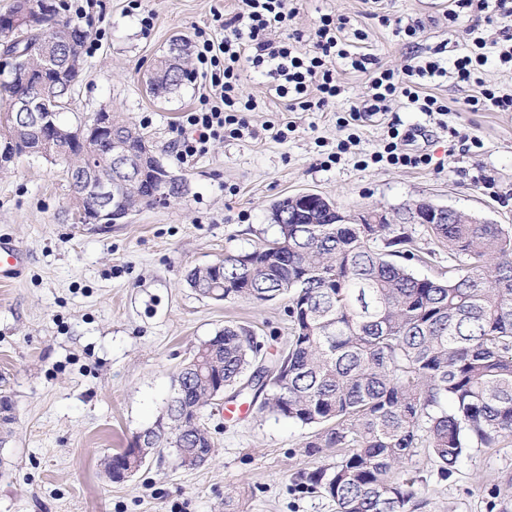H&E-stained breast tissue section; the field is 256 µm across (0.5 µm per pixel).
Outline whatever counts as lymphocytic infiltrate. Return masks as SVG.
<instances>
[{
    "mask_svg": "<svg viewBox=\"0 0 512 512\" xmlns=\"http://www.w3.org/2000/svg\"><path fill=\"white\" fill-rule=\"evenodd\" d=\"M449 20L460 14H480L495 8L507 24L501 30L499 60L512 64V0H452ZM297 11V0H237V6L220 24V35L199 29L195 32V52L198 62L210 72V81L219 96V104L202 101L200 107L186 113L175 141L181 160H188L205 151L210 140L226 135L235 137L249 130L247 112L253 111L252 100L242 98L239 86L247 68H263L272 77L271 96L287 100L292 112L321 110L335 102L343 89L336 80V63L348 61L355 71L366 74V93L362 100L350 106L346 117L340 118L343 128L349 129L348 144H356L355 130L362 123L386 115L391 101L403 97L418 111L443 114L446 107L435 96L421 89L423 77L443 75L437 60L417 61L402 71L379 66L369 53L352 52L342 43L345 28L342 20L324 15L312 28V51H304L297 43L272 39L273 31L282 28ZM475 50L459 57L455 74L459 82L476 84L477 93L467 99L469 111L512 112V95H500L494 89L477 82L476 72L485 62L479 49L483 42L474 38ZM410 131L399 123L387 124L383 159L390 165L414 169L427 168L432 159L425 154L412 153L408 144Z\"/></svg>",
    "mask_w": 512,
    "mask_h": 512,
    "instance_id": "obj_1",
    "label": "lymphocytic infiltrate"
}]
</instances>
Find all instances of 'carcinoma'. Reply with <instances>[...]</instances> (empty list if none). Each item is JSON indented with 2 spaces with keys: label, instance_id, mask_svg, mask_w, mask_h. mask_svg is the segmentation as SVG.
Masks as SVG:
<instances>
[{
  "label": "carcinoma",
  "instance_id": "obj_1",
  "mask_svg": "<svg viewBox=\"0 0 512 512\" xmlns=\"http://www.w3.org/2000/svg\"><path fill=\"white\" fill-rule=\"evenodd\" d=\"M79 30L70 19L26 24L14 47L42 44L49 30ZM88 31L55 46L71 59L62 109L79 81ZM160 94L189 78L161 58L154 68ZM38 77L0 78L10 104L35 91ZM129 151L144 144L140 130L113 119ZM428 234L448 248L447 279L420 276L401 262L413 254L402 224H338L320 210L314 224H280L278 236L252 250L250 268L227 254L222 278L211 266L188 274L198 295L290 302L291 336L266 373L260 409L320 432L304 447L344 448L332 467L300 471L295 488L330 498L336 512H408L427 506L412 475L416 449L438 470H456L467 449L512 442V226L432 224ZM261 345L242 326L227 325L194 351V368L178 370L167 401L169 431L156 448L176 449L189 468L206 463L214 442L193 415L211 405L217 375L234 390L257 369ZM104 473L140 469L130 449L108 456Z\"/></svg>",
  "mask_w": 512,
  "mask_h": 512
}]
</instances>
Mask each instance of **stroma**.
I'll list each match as a JSON object with an SVG mask.
<instances>
[{"mask_svg":"<svg viewBox=\"0 0 512 512\" xmlns=\"http://www.w3.org/2000/svg\"><path fill=\"white\" fill-rule=\"evenodd\" d=\"M56 0L62 16L89 33L83 73L61 113L74 125L106 110L139 125L163 164L186 179L188 193L169 204L139 207L118 224H76L62 162L19 159L0 170V243L19 257L0 266V397L13 404L12 435L0 447V512H224L241 495V512H336L327 497L293 485L303 468L332 465L336 449L317 456L303 447L310 429L260 411L250 393L223 398L202 421L215 442L212 458L188 470L164 448L126 482H109L103 459L130 447L162 415L179 366L224 325L250 327L264 356L281 351L291 322L288 300L214 302L186 282L188 272L227 254L252 251L277 236L273 203L299 192L328 197L346 215L379 213L388 220L429 201L498 224L512 225V112H470L472 86L428 79L426 90L448 108L426 115L405 102L391 114L411 128L412 152L432 158L428 169L370 163L381 150L385 121L361 126L360 141L334 165L330 152L348 132L336 119L365 90L362 74L340 71L336 103L292 112L270 97V77L247 69L243 96L256 98L250 135L210 141L205 153L181 162L173 148L183 112L211 93L204 69L189 60V80L152 96L146 81L170 40L212 29L213 15L234 0ZM449 0H303L274 40L308 33L321 14L347 19L367 33L381 65L439 56L452 66L471 46L468 18L449 22ZM152 16L150 30L141 20ZM388 24H381V17ZM419 20L407 40L394 21ZM499 24L480 23L486 46L480 76L512 94V68L497 58ZM293 122L285 142L269 124ZM407 232L421 275H448V253L423 225ZM425 512H487L492 487L512 478V444L471 448L449 476L419 455L415 466Z\"/></svg>","mask_w":512,"mask_h":512,"instance_id":"1","label":"stroma"}]
</instances>
